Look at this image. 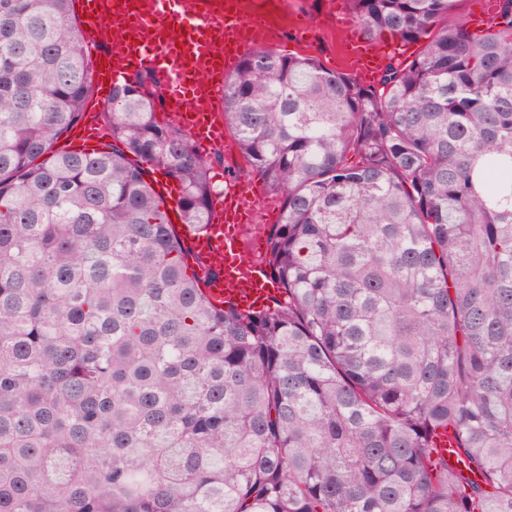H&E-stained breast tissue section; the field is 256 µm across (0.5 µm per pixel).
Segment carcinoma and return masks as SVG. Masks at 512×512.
<instances>
[{
	"mask_svg": "<svg viewBox=\"0 0 512 512\" xmlns=\"http://www.w3.org/2000/svg\"><path fill=\"white\" fill-rule=\"evenodd\" d=\"M74 2L0 0V512H512V0L481 31L349 0L376 45L428 39L371 85L244 55L224 125L281 205L282 299L248 312L147 179L205 232L215 159L156 80L58 146L93 93Z\"/></svg>",
	"mask_w": 512,
	"mask_h": 512,
	"instance_id": "1",
	"label": "carcinoma"
}]
</instances>
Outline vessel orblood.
<instances>
[{
  "label": "vessel or blood",
  "instance_id": "1",
  "mask_svg": "<svg viewBox=\"0 0 512 512\" xmlns=\"http://www.w3.org/2000/svg\"><path fill=\"white\" fill-rule=\"evenodd\" d=\"M79 9L89 49L108 42L119 47L94 73L98 99H107L112 83L125 73L156 71L167 89L168 120L196 146L210 149L223 143L224 120L215 102L244 54L256 47L262 17L247 18L208 0H80ZM355 51L361 76L379 72L381 57L372 43H360ZM252 192L250 184H231L215 197L208 230L187 237L192 259L206 262L212 255L224 256L223 272L202 288L218 308L232 305L246 312L271 305L280 296L265 265L244 260L239 236L228 230L249 212Z\"/></svg>",
  "mask_w": 512,
  "mask_h": 512
}]
</instances>
